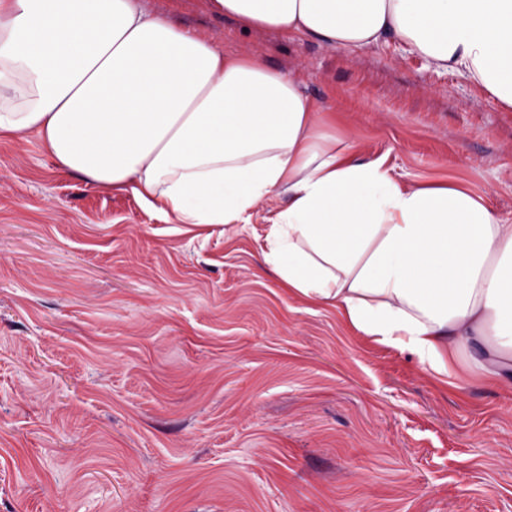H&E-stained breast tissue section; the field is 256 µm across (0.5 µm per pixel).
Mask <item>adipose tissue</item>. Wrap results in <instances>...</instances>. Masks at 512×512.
<instances>
[{"instance_id": "1", "label": "adipose tissue", "mask_w": 512, "mask_h": 512, "mask_svg": "<svg viewBox=\"0 0 512 512\" xmlns=\"http://www.w3.org/2000/svg\"><path fill=\"white\" fill-rule=\"evenodd\" d=\"M208 3L347 48L401 41L512 107V0ZM29 131L59 169L160 200L179 224H236L285 198L262 256L291 292L438 374L466 351L484 382L512 386V221L362 159L258 59L139 0H0V139Z\"/></svg>"}]
</instances>
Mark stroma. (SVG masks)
<instances>
[{
  "label": "stroma",
  "instance_id": "35a3bbf8",
  "mask_svg": "<svg viewBox=\"0 0 512 512\" xmlns=\"http://www.w3.org/2000/svg\"><path fill=\"white\" fill-rule=\"evenodd\" d=\"M151 14L293 78L401 182L512 219V109L391 40ZM273 203L172 224L160 203L0 140V512H512V387L424 370L262 266Z\"/></svg>",
  "mask_w": 512,
  "mask_h": 512
}]
</instances>
